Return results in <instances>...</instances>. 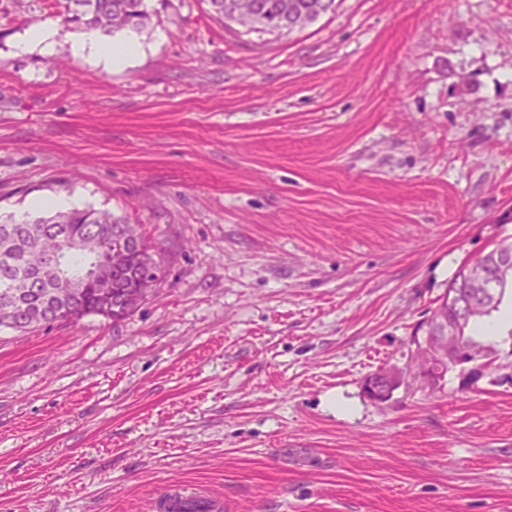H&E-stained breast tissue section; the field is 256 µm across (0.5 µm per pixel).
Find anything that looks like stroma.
Returning <instances> with one entry per match:
<instances>
[{
  "instance_id": "obj_1",
  "label": "stroma",
  "mask_w": 512,
  "mask_h": 512,
  "mask_svg": "<svg viewBox=\"0 0 512 512\" xmlns=\"http://www.w3.org/2000/svg\"><path fill=\"white\" fill-rule=\"evenodd\" d=\"M147 6L104 34L0 0V214L107 209L166 269L124 319L0 329V512L185 485L224 512H512L511 297L470 389L364 390L512 237V0H335L280 35ZM82 39L138 51L112 69Z\"/></svg>"
}]
</instances>
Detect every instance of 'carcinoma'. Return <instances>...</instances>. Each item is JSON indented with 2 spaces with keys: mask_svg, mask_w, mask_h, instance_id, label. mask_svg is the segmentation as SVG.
Listing matches in <instances>:
<instances>
[{
  "mask_svg": "<svg viewBox=\"0 0 512 512\" xmlns=\"http://www.w3.org/2000/svg\"><path fill=\"white\" fill-rule=\"evenodd\" d=\"M64 20L82 31L111 33L122 29L143 30L152 21L146 0H58ZM292 0H260L268 23L253 31L280 33L288 29V3ZM124 220L109 210L92 207L57 211L24 222L0 221V247H8V259L0 258V320L8 317L25 319L28 330L51 324L47 316L53 309L68 303L54 295V284L45 272L48 258L59 248V236L76 240L83 237L102 242L112 240V233ZM512 282L497 283L492 288L493 305L479 312L466 328L459 345L458 365L472 363L488 368L495 361L492 342L477 338L482 317L499 310L505 289Z\"/></svg>",
  "mask_w": 512,
  "mask_h": 512,
  "instance_id": "carcinoma-1",
  "label": "carcinoma"
}]
</instances>
